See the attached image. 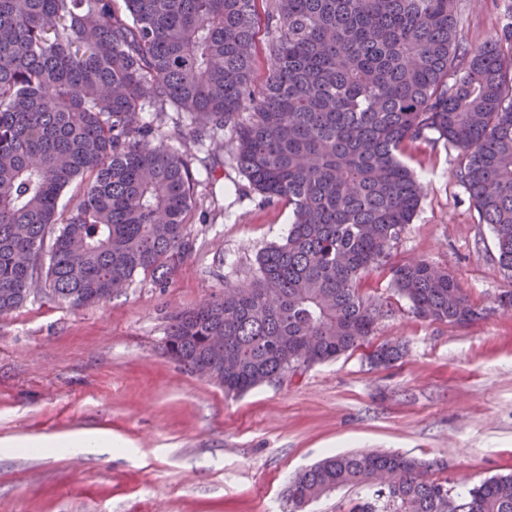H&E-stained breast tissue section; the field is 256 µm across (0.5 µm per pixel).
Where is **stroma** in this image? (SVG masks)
Returning a JSON list of instances; mask_svg holds the SVG:
<instances>
[{
	"label": "stroma",
	"instance_id": "obj_1",
	"mask_svg": "<svg viewBox=\"0 0 512 512\" xmlns=\"http://www.w3.org/2000/svg\"><path fill=\"white\" fill-rule=\"evenodd\" d=\"M458 11L473 43L512 22V0H460ZM404 160L424 196L392 259L448 271L483 319H419L378 269L359 286L385 311L370 345L225 395L164 354L169 318L252 281L289 217L261 203L232 154L208 173L192 164L194 244L166 287L140 275L93 307L39 293L0 316V512H288L296 472L363 449L437 461L433 477L458 492L512 473V312L498 304L512 272L456 176L461 152L434 136ZM397 341L402 359L371 363L372 347ZM79 431L122 445L50 447Z\"/></svg>",
	"mask_w": 512,
	"mask_h": 512
}]
</instances>
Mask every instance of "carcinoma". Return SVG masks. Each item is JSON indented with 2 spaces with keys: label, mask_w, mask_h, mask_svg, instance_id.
I'll use <instances>...</instances> for the list:
<instances>
[{
  "label": "carcinoma",
  "mask_w": 512,
  "mask_h": 512,
  "mask_svg": "<svg viewBox=\"0 0 512 512\" xmlns=\"http://www.w3.org/2000/svg\"><path fill=\"white\" fill-rule=\"evenodd\" d=\"M169 112L192 125L178 147ZM226 127L238 171L291 224L251 283L170 317L165 354L224 394L302 370L304 352L315 364L367 341L382 310L358 283L373 269L421 319L481 318L448 272L391 262L424 192L401 155L431 133L462 152L457 177L512 271V26L473 44L457 0H0V314L40 283L72 309L138 274L165 286L192 249L191 146L216 161ZM402 356L383 344L370 359ZM430 472L398 453L333 455L297 474L288 500L304 512L355 487L352 512H512L511 474L462 494Z\"/></svg>",
  "instance_id": "obj_1"
}]
</instances>
